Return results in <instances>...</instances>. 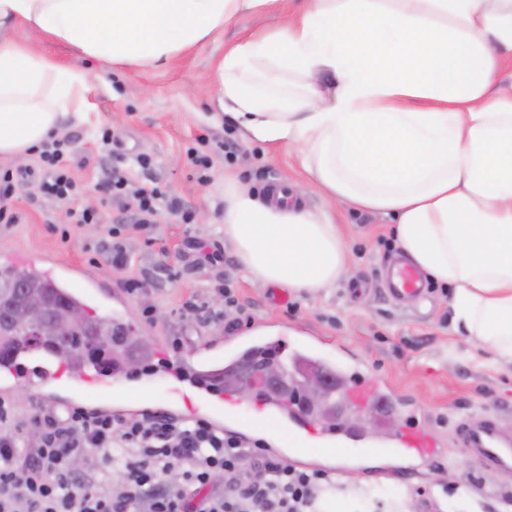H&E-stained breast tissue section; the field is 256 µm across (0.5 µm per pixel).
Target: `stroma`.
Segmentation results:
<instances>
[{
  "instance_id": "stroma-1",
  "label": "stroma",
  "mask_w": 512,
  "mask_h": 512,
  "mask_svg": "<svg viewBox=\"0 0 512 512\" xmlns=\"http://www.w3.org/2000/svg\"><path fill=\"white\" fill-rule=\"evenodd\" d=\"M277 22L274 15L261 22L238 17L155 68L80 60L68 45L38 44L44 54L106 74L111 87L95 91L87 119L68 123L63 135L75 162L76 197L66 204L17 189L11 205L21 219L0 222V255L68 268L69 287L96 294L86 306L88 315L119 317L145 338L152 356L139 373H123L104 399L58 386L40 399L22 389L0 390V400L24 419L38 405L60 411L78 399L91 407L106 401L129 415L147 408L170 411L174 405L164 383L154 384L136 404L121 392L138 385L165 358L205 353L213 337L247 336L255 324L265 323L295 352L311 345L325 360L384 378L408 407L400 425L427 423L444 441L443 456L413 473L405 461L369 459L357 447L333 458L297 457V467L322 469L337 478L324 491L322 512H512V481L491 479L490 468L476 462L454 435L457 423L476 413L512 425V363H493L488 352L473 355L468 338L451 331L450 286L428 282L424 295L404 306L388 298L381 272L398 249L387 217L344 205L334 209L333 221L347 245V272L316 294L245 277L224 239L225 173L260 193L274 183L307 179L293 147L248 142L233 123L213 117L210 90L225 43L250 34L258 24ZM203 156L209 160L205 169L197 164ZM112 169L136 183H158L182 208L178 214L161 208L146 230L123 235L131 256L124 270L111 268L94 252L96 245L110 241L112 220L121 214L100 186L103 173ZM72 208L93 211L99 219L74 224L68 214ZM131 278L144 281L142 291L127 290ZM228 288L237 298L231 307L224 304ZM177 336L183 339L178 349L172 346Z\"/></svg>"
}]
</instances>
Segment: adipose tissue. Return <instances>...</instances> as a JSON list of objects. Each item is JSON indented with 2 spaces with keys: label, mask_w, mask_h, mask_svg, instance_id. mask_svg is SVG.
<instances>
[{
  "label": "adipose tissue",
  "mask_w": 512,
  "mask_h": 512,
  "mask_svg": "<svg viewBox=\"0 0 512 512\" xmlns=\"http://www.w3.org/2000/svg\"><path fill=\"white\" fill-rule=\"evenodd\" d=\"M213 97L250 141L285 142L326 200L388 217L398 248L452 285L453 330L512 363V0H0V156L60 138L105 75L33 49L153 67L236 17ZM24 26L29 39L6 32ZM307 185L224 181V237L248 275L318 292L346 248Z\"/></svg>",
  "instance_id": "ef3b65f1"
}]
</instances>
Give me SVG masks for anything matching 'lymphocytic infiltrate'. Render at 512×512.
Masks as SVG:
<instances>
[{
    "label": "lymphocytic infiltrate",
    "instance_id": "lymphocytic-infiltrate-1",
    "mask_svg": "<svg viewBox=\"0 0 512 512\" xmlns=\"http://www.w3.org/2000/svg\"><path fill=\"white\" fill-rule=\"evenodd\" d=\"M40 159L37 167L0 171V220L17 222L10 200L19 186L70 200L76 182L61 143H45ZM106 189L118 198L130 193L131 229L155 222L158 187L129 188L114 171ZM31 424L40 430L34 445L25 437ZM96 453L111 462L122 493L103 491L96 467L77 469ZM330 483L328 472L281 463L262 442L225 435L203 419L69 407L17 422L0 401V512H313Z\"/></svg>",
    "mask_w": 512,
    "mask_h": 512
}]
</instances>
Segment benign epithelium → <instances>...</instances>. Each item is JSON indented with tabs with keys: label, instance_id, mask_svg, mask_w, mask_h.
<instances>
[{
	"label": "benign epithelium",
	"instance_id": "7a95c632",
	"mask_svg": "<svg viewBox=\"0 0 512 512\" xmlns=\"http://www.w3.org/2000/svg\"><path fill=\"white\" fill-rule=\"evenodd\" d=\"M86 321L85 313L79 309L52 321L55 329L73 336L74 343L59 353L61 362L72 369H79L87 362L111 364L112 354L107 347L77 334ZM13 327L23 328L26 338L33 343L45 340L42 311L34 297L22 293L12 303L0 307V328ZM224 385L245 397L267 392L286 396L290 405L300 411L317 413L318 420L325 424L336 421L344 398L323 372L311 371L296 378L276 362L264 367L243 364L225 375Z\"/></svg>",
	"mask_w": 512,
	"mask_h": 512
}]
</instances>
